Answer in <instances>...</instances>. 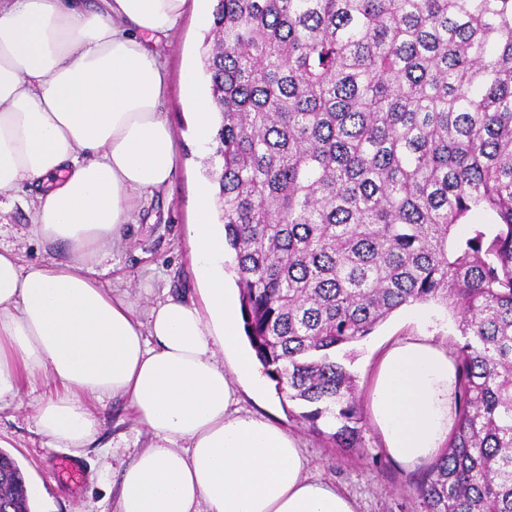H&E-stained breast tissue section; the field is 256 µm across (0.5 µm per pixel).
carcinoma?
I'll use <instances>...</instances> for the list:
<instances>
[{
  "mask_svg": "<svg viewBox=\"0 0 512 512\" xmlns=\"http://www.w3.org/2000/svg\"><path fill=\"white\" fill-rule=\"evenodd\" d=\"M205 175L244 329L296 418L361 448L350 346L457 316L458 418L423 512H512V0H215ZM495 224L462 230L475 212ZM0 512H30L0 450Z\"/></svg>",
  "mask_w": 512,
  "mask_h": 512,
  "instance_id": "cac0c4a2",
  "label": "carcinoma"
}]
</instances>
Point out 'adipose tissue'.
<instances>
[{"label": "adipose tissue", "instance_id": "ef3b65f1", "mask_svg": "<svg viewBox=\"0 0 512 512\" xmlns=\"http://www.w3.org/2000/svg\"><path fill=\"white\" fill-rule=\"evenodd\" d=\"M188 0H0V196L37 187L33 229L69 262L22 264L0 249V404L22 379L58 391L38 409L40 433L78 454L98 422L89 400L119 396L156 442L122 472L119 512H358L354 498L308 473L298 439L241 411L239 379L255 370L237 297L224 280V230L209 185L188 234L203 306L169 297L139 318L128 292L90 265L121 243L139 200L166 187L174 132L157 43ZM197 137L215 135L213 104L194 69L181 76ZM454 357L428 336L382 352L369 415L387 453L434 460L457 417Z\"/></svg>", "mask_w": 512, "mask_h": 512}]
</instances>
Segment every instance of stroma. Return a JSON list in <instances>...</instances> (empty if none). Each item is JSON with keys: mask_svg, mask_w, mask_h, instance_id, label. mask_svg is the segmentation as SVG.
Masks as SVG:
<instances>
[{"mask_svg": "<svg viewBox=\"0 0 512 512\" xmlns=\"http://www.w3.org/2000/svg\"><path fill=\"white\" fill-rule=\"evenodd\" d=\"M211 0H201L188 12L180 28L161 41L157 51L169 76V92L160 110L174 134L177 163L162 192L142 198L128 239L100 257L95 269L101 280L128 291L139 315L156 301L181 297L202 304L204 294L193 276L196 251L187 228L195 217V192L205 182L204 163L212 146L194 137L193 114L182 99L184 67L201 68V47L210 28ZM32 191L20 188L0 199V248L17 253L26 264L68 261L72 254L62 245L43 240L31 221ZM408 336H430L441 347L455 351L460 336L452 313L434 305H413L394 312L374 332L353 347L350 365L360 399H367L370 378L382 351ZM53 394L50 384L34 380L24 384L20 401L0 406V450L10 453L37 490L31 512H117L118 485L123 468L152 436L139 429L132 409L121 398L92 404L100 425L92 444L80 459L66 449L47 445L36 425L38 407ZM239 406L294 433L301 441L311 475L340 486L358 504V512H421L416 486L421 469H407L391 460L373 425L363 430L362 448L347 453L331 447L289 418L288 408L266 375L239 385Z\"/></svg>", "mask_w": 512, "mask_h": 512, "instance_id": "1", "label": "stroma"}]
</instances>
